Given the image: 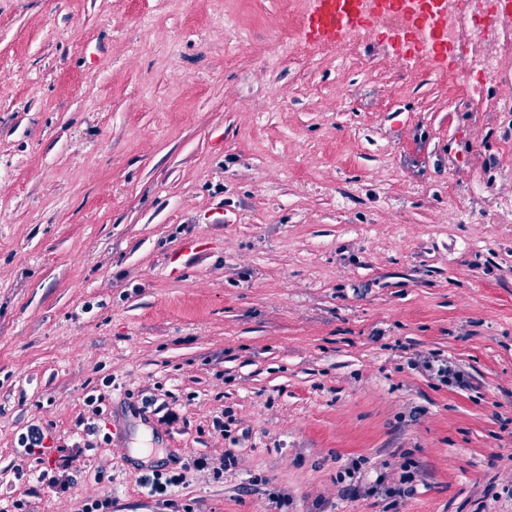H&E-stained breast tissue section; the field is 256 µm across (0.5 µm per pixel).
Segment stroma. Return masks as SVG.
I'll return each instance as SVG.
<instances>
[{
  "instance_id": "1",
  "label": "stroma",
  "mask_w": 512,
  "mask_h": 512,
  "mask_svg": "<svg viewBox=\"0 0 512 512\" xmlns=\"http://www.w3.org/2000/svg\"><path fill=\"white\" fill-rule=\"evenodd\" d=\"M400 51L316 47L288 0H0V492L23 512H512V80L479 97ZM150 395L180 422L135 414ZM32 426L74 458L60 487ZM176 458L184 483L142 493ZM103 398L104 397L102 394L96 395L94 393H91V394H88L84 399L85 404L89 407H92V415H93V417H89L86 420V425H87L86 429L88 431V435L99 437L98 438L99 441H96L97 444L99 442H100V444H102V443L109 444L112 439V436L109 432H105L102 436V439H100L102 430H100L99 422L105 423V419H106L105 417H103L104 410L101 407ZM89 420H91L90 423L88 422ZM47 438L48 436L42 431L34 430L28 437L23 436L20 439L21 447L26 448L28 454L37 455L38 457L36 459L39 460L41 464H46L45 470L40 476L42 481L46 480L50 471L69 467V459H62L65 456L59 455L64 449L56 446L54 449L57 454H54L53 447L47 446L45 443V439Z\"/></svg>"
}]
</instances>
